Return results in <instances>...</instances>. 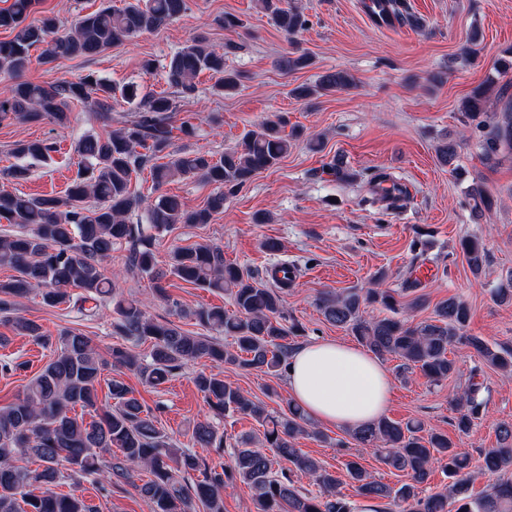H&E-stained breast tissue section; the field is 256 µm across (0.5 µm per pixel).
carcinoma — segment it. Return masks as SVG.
Masks as SVG:
<instances>
[{"label": "carcinoma", "mask_w": 512, "mask_h": 512, "mask_svg": "<svg viewBox=\"0 0 512 512\" xmlns=\"http://www.w3.org/2000/svg\"><path fill=\"white\" fill-rule=\"evenodd\" d=\"M380 2L384 3L379 13L382 22L396 19L420 27L418 19L402 13L404 0ZM36 4L37 0H12L0 9V29L10 33L9 39L0 41V76L6 81L0 91V122L48 120L65 126L76 103L91 106L107 129L85 135L76 145L80 166L65 195L28 197L0 189V218L14 227L12 234L0 238V267L13 271L0 280V316L16 334L54 346L51 360L29 379L16 400L0 406V512H97V506L83 497L55 491L68 479L77 483L87 476L100 480L103 490L131 485L150 503L151 512H194L199 505L204 512H224V489L237 482L253 491L258 512H354L353 504L338 491L341 480L336 472L296 448L309 425L298 406L289 403L273 414L264 403L225 381L221 373L197 372L194 384L216 415H247L262 427L261 438H241L233 447L230 465L217 469L165 434L157 417L120 377L128 371L156 388L198 360L255 370L272 378L286 372L288 359L298 348L297 338L304 335L299 322L283 323L282 290L292 278L272 286L259 284L240 266L225 262L224 250L212 244L173 248L168 267L162 270L157 267L151 231L211 223L224 212L228 196L288 153V120L278 116L258 123L245 135L241 148L218 158L202 150H169L178 99L195 95L200 74L215 78L212 92L218 96L239 86V75L224 69V52L212 48L205 38L194 37L164 65L173 94H144L139 86L126 85L121 96L138 108L139 116L112 130V84L90 70L75 79L45 85L23 80L21 75L32 63V49L42 47L40 58L45 64L93 57L180 18L189 10L188 0H131L122 8L105 6L66 21L54 14L36 15ZM257 6L288 36L308 26L304 14L282 5V0H257ZM310 64L305 53L278 60L279 68L289 73ZM354 85L347 72L331 70L313 85L293 88L292 94L307 99ZM494 87L496 82L490 79L477 88L464 112L467 124L483 133L488 163L501 146L512 147V112L502 113L495 125L487 122L485 102ZM53 151V141H18L12 153L20 162L0 175L9 182L25 181L31 167L23 160H45ZM162 153L167 158L163 163ZM438 158L442 165L454 166L456 143H442ZM145 170L156 191L175 177L199 179L214 185L215 191L195 209L187 208L176 195L160 194L151 200L132 190V176ZM467 196L476 214L493 205L492 195L477 178ZM143 209L146 226L133 223ZM118 242L129 245L126 271L149 278L163 299L168 295L162 281L169 276L229 293L233 313L201 306L190 316L203 328L230 337L231 344L185 331L172 321H159L141 302L116 295L104 263L112 258V247ZM459 247L471 271L480 273L487 255L483 239L467 236ZM30 292L45 307L66 305L90 317L99 315L105 298H112L113 333L125 342L149 344V355L142 359L119 344L111 347L107 360L91 338L75 328H64L54 338L46 335L36 321L14 314L16 298ZM398 295L389 288L326 293L319 299V309L327 322L346 329L376 355L400 359L403 369L419 372L434 385L456 370L455 360L448 356L452 348L472 350L487 367L512 372V349L492 347L466 333L470 308L465 301L450 297L435 306L431 319L414 325L400 311L405 306L424 308L427 299L417 295L404 304ZM376 305L389 315H366V309ZM107 370L116 373L108 379L109 402L99 419L87 422L74 410L98 411L97 386ZM479 392L480 384L473 381L451 400L454 426L460 434L469 433L484 413ZM351 437L407 477L395 489L373 477L358 456L351 454L342 461L357 495L381 504L377 512H512V424L498 425L496 447L484 452V474L492 483L479 494L470 492L468 457L448 435L425 434L417 421L401 423L381 417L351 431ZM192 440L202 448H224V435L208 421L195 426ZM113 448L121 454L116 462L105 456ZM31 460L38 463L37 468L27 466ZM435 463L450 482L445 491L425 495L422 486ZM139 469L148 476L137 484L131 478ZM296 471L313 476L319 492L299 490L293 479Z\"/></svg>", "instance_id": "cac0c4a2"}]
</instances>
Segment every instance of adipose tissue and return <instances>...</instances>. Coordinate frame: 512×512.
<instances>
[{
    "label": "adipose tissue",
    "instance_id": "adipose-tissue-1",
    "mask_svg": "<svg viewBox=\"0 0 512 512\" xmlns=\"http://www.w3.org/2000/svg\"><path fill=\"white\" fill-rule=\"evenodd\" d=\"M286 377L292 402L313 421L351 430L378 419L393 391L383 362L373 353L328 340L296 349Z\"/></svg>",
    "mask_w": 512,
    "mask_h": 512
}]
</instances>
